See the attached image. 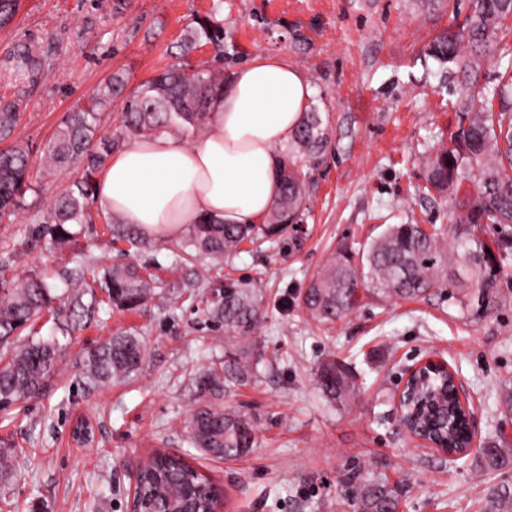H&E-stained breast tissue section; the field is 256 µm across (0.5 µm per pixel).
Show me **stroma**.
I'll return each instance as SVG.
<instances>
[{
    "mask_svg": "<svg viewBox=\"0 0 512 512\" xmlns=\"http://www.w3.org/2000/svg\"><path fill=\"white\" fill-rule=\"evenodd\" d=\"M472 0H20L0 27V97L25 94L10 139L30 150L32 188L21 210L0 218L6 275L48 272L58 300L32 328L59 346V366L39 398L0 411V442L14 450L13 478L0 481V512H129L131 473L155 450L186 454L224 494V512H336L347 470L359 465L404 482L398 512H485L494 486L512 487V466L496 468L469 455L457 462L416 447L395 408L397 378L432 354L457 372L471 397L476 441L512 446V416L498 400L512 386V253L499 257L500 302L490 316L446 302L366 294L342 321L322 325L300 295L338 248L366 249L391 224H420L454 236L452 208L425 191L424 159L455 123L456 81L427 58L430 43L457 29ZM224 26V59L212 46L183 54L181 39L196 18ZM22 38L53 42L36 90L14 72L9 54ZM268 54L285 58L308 79V110L320 113L329 139L304 161L307 195L301 231L262 245L242 244L220 265L176 261L178 239L145 237L129 249L93 205L94 221L76 225L66 246L25 248L24 239L79 176L76 168L46 175L42 150L65 116L89 102L112 76L135 90L156 71L189 63L223 68L225 76ZM145 268L162 300L136 313L107 304L74 311L71 284L107 266ZM260 280L267 315L250 339L258 375L232 385L220 400L247 414L260 445L224 461L188 440L194 411L209 403L193 380L222 362L224 336L209 331L198 310L203 294L225 280ZM81 328L70 331L73 320ZM128 331L145 336L138 373L101 385L88 376L91 346ZM346 366L355 390L327 399L316 372L325 358ZM90 422L93 440L70 431Z\"/></svg>",
    "mask_w": 512,
    "mask_h": 512,
    "instance_id": "1",
    "label": "stroma"
}]
</instances>
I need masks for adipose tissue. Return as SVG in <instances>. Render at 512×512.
I'll return each instance as SVG.
<instances>
[{
    "label": "adipose tissue",
    "mask_w": 512,
    "mask_h": 512,
    "mask_svg": "<svg viewBox=\"0 0 512 512\" xmlns=\"http://www.w3.org/2000/svg\"><path fill=\"white\" fill-rule=\"evenodd\" d=\"M310 94L307 78L282 57L255 56L210 100L199 142L165 132L134 140L101 170L96 196L116 221L149 234L173 237L208 221L261 223L279 189L278 148Z\"/></svg>",
    "instance_id": "adipose-tissue-1"
}]
</instances>
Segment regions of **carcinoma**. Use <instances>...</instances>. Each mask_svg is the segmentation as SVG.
I'll use <instances>...</instances> for the list:
<instances>
[{"mask_svg":"<svg viewBox=\"0 0 512 512\" xmlns=\"http://www.w3.org/2000/svg\"><path fill=\"white\" fill-rule=\"evenodd\" d=\"M512 20V0H475V8L459 31L437 38L429 56L448 66V74L465 90L456 103L458 125L448 133V144L425 159V189L448 199L456 231L452 251L443 246L441 232L427 233L418 224H391L355 263L348 248L336 250L322 271L312 277L300 296L306 312L320 324H333L348 316L360 300L359 292L377 291L408 300L438 298L466 311L490 314L496 305L500 274L496 254L478 237L485 224H512V72L499 73L480 83L493 38ZM201 41L224 56V27L199 18L183 38L185 51ZM51 52H33L21 41L13 50L15 71L38 82ZM123 81L112 77L105 89L91 97L86 109L70 113L43 148V167L60 171L81 165V176L55 202L47 221L32 230L26 244L45 241L61 246L74 239L73 226L93 221L90 202L95 198V175L127 139L169 132L200 130L209 119V100L223 92L224 71H191L173 65L142 82L124 99L121 125L111 134H98L101 115L120 92ZM24 96L0 100V138L17 124ZM327 142V127L318 112H306L288 145L280 172V189L265 224L191 225L181 246V261L200 257L229 258L244 242L254 244L281 237L298 219L304 205L307 174L297 158L317 156ZM28 152L20 145L0 151V210L14 212L24 205L28 191ZM473 191L459 196L463 183ZM106 303L120 312L147 306L159 293L154 281L134 264H116L102 275ZM56 296L45 278L9 280L0 270V346L11 358L0 363V411L21 399L42 395L55 374L59 353L52 342L30 337L15 345L17 337L49 309ZM258 284L231 281L222 295L206 300L204 314L215 331H224L230 343L224 368L208 369L196 377L198 393L220 397L232 384L252 376L253 361L240 343L252 338L266 313ZM146 357V343L136 333L115 334L89 350L87 371L98 383L125 380L136 374ZM322 392L332 400L343 398L352 387L343 365L336 361L318 370ZM448 417H420L419 425L447 448L469 447L466 412L460 410L455 385L448 381ZM189 442L208 456L239 459L258 447L255 428L245 416L208 404L199 407L189 422ZM470 451L492 465L512 461V448L488 441ZM139 488L155 512L186 508L214 493L206 476L192 470L183 457L158 450L139 477ZM342 504L351 512H397L399 488L384 477H373L361 467L345 474ZM487 512H512V488L495 487L487 499Z\"/></svg>","mask_w":512,"mask_h":512,"instance_id":"cac0c4a2","label":"carcinoma"}]
</instances>
